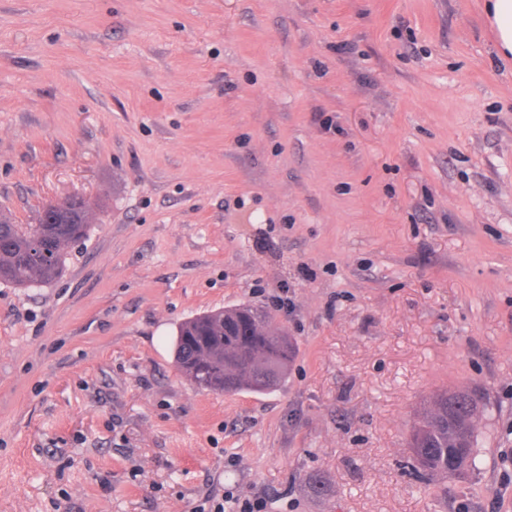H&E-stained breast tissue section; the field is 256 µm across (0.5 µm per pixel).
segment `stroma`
Here are the masks:
<instances>
[{"mask_svg":"<svg viewBox=\"0 0 512 512\" xmlns=\"http://www.w3.org/2000/svg\"><path fill=\"white\" fill-rule=\"evenodd\" d=\"M71 196L62 277L0 283V512H512V59L481 0H0V212ZM241 304L286 382L196 388L180 323ZM463 387L480 468L425 480L410 426Z\"/></svg>","mask_w":512,"mask_h":512,"instance_id":"obj_1","label":"stroma"}]
</instances>
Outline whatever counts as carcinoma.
<instances>
[{"mask_svg": "<svg viewBox=\"0 0 512 512\" xmlns=\"http://www.w3.org/2000/svg\"><path fill=\"white\" fill-rule=\"evenodd\" d=\"M86 224H31L0 217V282L19 288L57 278L64 250L86 235ZM295 347L271 327L263 309L249 305L210 311L180 324L175 359L197 387L211 391H267L288 375ZM472 391H440L429 398L408 435L411 467L422 477H455L448 451L460 454L465 473L477 468V422L483 416Z\"/></svg>", "mask_w": 512, "mask_h": 512, "instance_id": "carcinoma-1", "label": "carcinoma"}]
</instances>
